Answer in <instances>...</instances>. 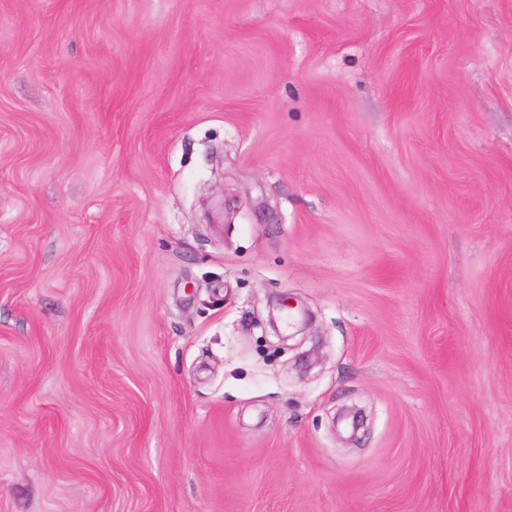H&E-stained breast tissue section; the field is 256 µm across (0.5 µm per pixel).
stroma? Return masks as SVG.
<instances>
[{"label": "stroma", "mask_w": 512, "mask_h": 512, "mask_svg": "<svg viewBox=\"0 0 512 512\" xmlns=\"http://www.w3.org/2000/svg\"><path fill=\"white\" fill-rule=\"evenodd\" d=\"M0 512H512V0H0Z\"/></svg>", "instance_id": "35a3bbf8"}]
</instances>
